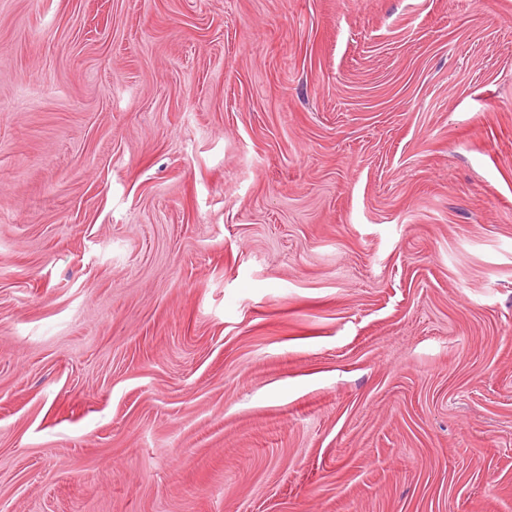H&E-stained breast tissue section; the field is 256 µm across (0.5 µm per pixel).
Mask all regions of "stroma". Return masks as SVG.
Segmentation results:
<instances>
[{
    "mask_svg": "<svg viewBox=\"0 0 512 512\" xmlns=\"http://www.w3.org/2000/svg\"><path fill=\"white\" fill-rule=\"evenodd\" d=\"M0 512H512V0H0Z\"/></svg>",
    "mask_w": 512,
    "mask_h": 512,
    "instance_id": "stroma-1",
    "label": "stroma"
}]
</instances>
